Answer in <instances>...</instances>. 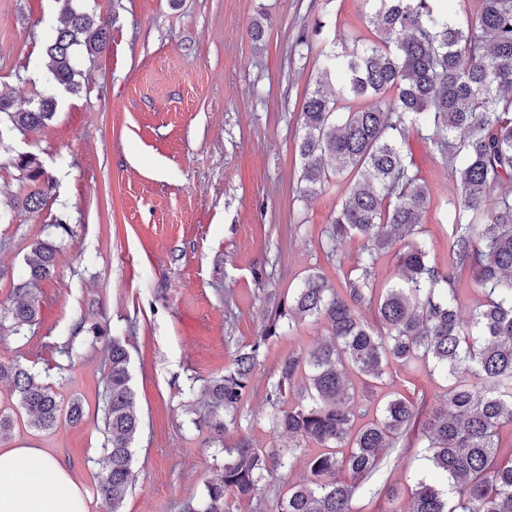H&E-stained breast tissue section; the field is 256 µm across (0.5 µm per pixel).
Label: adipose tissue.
I'll return each instance as SVG.
<instances>
[{
    "label": "adipose tissue",
    "mask_w": 512,
    "mask_h": 512,
    "mask_svg": "<svg viewBox=\"0 0 512 512\" xmlns=\"http://www.w3.org/2000/svg\"><path fill=\"white\" fill-rule=\"evenodd\" d=\"M0 512H87L69 471L38 448L0 449Z\"/></svg>",
    "instance_id": "1"
}]
</instances>
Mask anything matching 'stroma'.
Returning a JSON list of instances; mask_svg holds the SVG:
<instances>
[{"label":"stroma","mask_w":512,"mask_h":512,"mask_svg":"<svg viewBox=\"0 0 512 512\" xmlns=\"http://www.w3.org/2000/svg\"><path fill=\"white\" fill-rule=\"evenodd\" d=\"M110 18L111 38L95 59L81 56L82 90H56V114L41 131L0 144V209L22 190L11 160L32 153L55 182L42 210L0 224V363L16 364L51 386L61 408L80 401L78 424L33 426L8 383L0 410L14 428L2 448H40L70 470L88 512H107L96 485L106 464L103 386L106 347L125 339L141 428L134 480L122 512H181L241 442L293 450L291 466L266 475L229 512H281L288 488L306 479L315 444L294 443L271 418L294 402L268 392L282 361L325 337L306 320L262 345L251 387L225 427L205 389L232 370L239 352L310 269L334 286L343 275L319 244L345 194L305 200L299 193L300 109L317 79L316 56L335 40L371 36L366 0H80ZM63 0H0V95L27 107ZM265 35L251 37L255 21ZM309 43H302V36ZM404 150L419 168L430 206L420 236L431 264H448L447 201L452 183L431 144L409 132ZM66 219L59 228L57 219ZM56 245V273L38 286L39 320L9 330L14 290L25 280L32 240ZM74 344L80 355L61 349ZM447 386L432 363L388 368L356 384V397L383 404L404 396L440 405ZM421 447L392 455L375 493L354 512H407L428 472ZM397 497H389L388 488Z\"/></svg>","instance_id":"obj_1"}]
</instances>
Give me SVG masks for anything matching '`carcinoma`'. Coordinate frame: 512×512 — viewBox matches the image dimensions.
Wrapping results in <instances>:
<instances>
[{"mask_svg":"<svg viewBox=\"0 0 512 512\" xmlns=\"http://www.w3.org/2000/svg\"><path fill=\"white\" fill-rule=\"evenodd\" d=\"M74 2L65 0L61 25L46 46L48 83L72 92L80 88L76 53L98 54L109 39V21H95ZM377 2L373 37L322 52L315 88L301 109V196L325 192L333 176H350L321 241L345 288L338 291L318 271L308 273L264 336L206 392L224 409V427L236 425L261 344L277 336L283 319L290 328L307 318L321 321L327 339L284 359L268 393L278 399L302 380L298 400L274 415V424L318 446L307 462L310 479L288 488L283 512H353V498L368 490L399 441L411 435L429 449L432 470L448 490L417 481L409 512H512V460L498 451L499 428L512 425V0H480L476 17L464 20L435 11L432 0ZM333 73L343 77L334 95L325 90ZM368 96L376 98L371 107L341 105ZM55 109L51 94L36 95L27 110L13 109L0 96V144L14 131L45 128ZM411 129L426 132L453 183L446 269L430 264L415 241L429 193L403 151ZM12 165L27 190L14 208L40 211L53 179L33 155H19ZM353 237L362 246L346 269L338 246ZM391 252L401 278L378 288L375 268ZM56 261L53 242L30 244L26 280L15 289L11 309L13 333L35 325L37 286L54 276ZM468 270L484 301L466 328L457 315V274ZM364 307L374 309L376 323L364 321ZM419 357L448 379L444 407L420 423L415 406L402 397L373 409L355 403L351 377L368 385L394 363ZM108 359V468L96 491L108 512H121L140 421L126 341L112 337ZM4 379L36 427L56 425L61 409L51 386L18 365L0 363ZM283 466L280 450L243 442L208 483L206 498L185 512H226V495H254L263 476ZM342 471L350 480L337 478Z\"/></svg>","mask_w":512,"mask_h":512,"instance_id":"1","label":"carcinoma"}]
</instances>
